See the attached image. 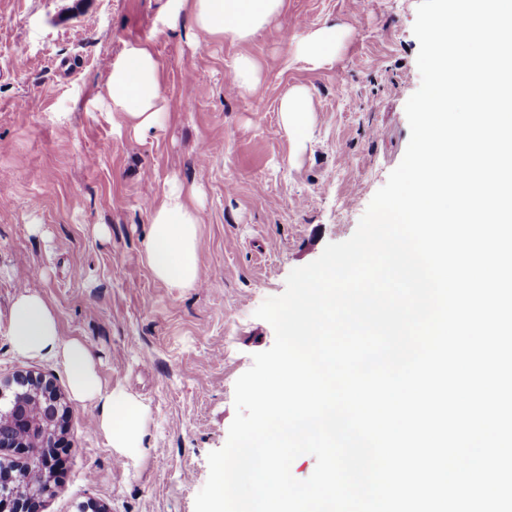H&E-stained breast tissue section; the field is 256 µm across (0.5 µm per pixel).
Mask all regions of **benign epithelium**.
<instances>
[{"instance_id":"1","label":"benign epithelium","mask_w":512,"mask_h":512,"mask_svg":"<svg viewBox=\"0 0 512 512\" xmlns=\"http://www.w3.org/2000/svg\"><path fill=\"white\" fill-rule=\"evenodd\" d=\"M67 412L64 397L41 375L21 372L0 385V451L22 457L15 467L0 469V512H32L39 497L21 484L22 475L32 469L41 471L53 489Z\"/></svg>"}]
</instances>
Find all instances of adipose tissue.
Wrapping results in <instances>:
<instances>
[{
    "instance_id": "1",
    "label": "adipose tissue",
    "mask_w": 512,
    "mask_h": 512,
    "mask_svg": "<svg viewBox=\"0 0 512 512\" xmlns=\"http://www.w3.org/2000/svg\"><path fill=\"white\" fill-rule=\"evenodd\" d=\"M285 0H176V16L189 18L197 39L249 41L278 17ZM340 39L336 26L308 32L300 41V54L312 67L332 61ZM107 92L114 110L128 119L134 135L156 127L163 113L164 87L161 67L145 46H129L111 66ZM281 129L289 139L303 142L311 119L306 89H289L281 100ZM200 211L194 189L171 182L163 200L150 213L145 259L158 280L175 288L200 284L198 253ZM14 353L26 359L61 361L73 398L97 406L95 424L110 447L123 455L140 448L145 410L120 387L104 388L88 346L62 334L57 316L45 296L36 290L16 293L6 312L0 313Z\"/></svg>"
}]
</instances>
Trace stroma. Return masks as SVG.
<instances>
[{"label":"stroma","mask_w":512,"mask_h":512,"mask_svg":"<svg viewBox=\"0 0 512 512\" xmlns=\"http://www.w3.org/2000/svg\"><path fill=\"white\" fill-rule=\"evenodd\" d=\"M418 3L287 0L251 40L200 44L189 20L170 27L173 0H0V310L40 290L104 387L147 409L142 448L121 458L93 405L69 400L67 452L40 512H194L235 383L275 341L256 309L354 234L403 158ZM332 23L343 42L312 67L297 44ZM134 43L159 59L165 91L163 122L141 137L106 91ZM243 54L260 80L229 90ZM293 87L312 107L300 144L279 128ZM174 179L198 189V288L158 281L145 261L150 211ZM26 371L69 391L60 362L16 356L0 329V381Z\"/></svg>","instance_id":"1"}]
</instances>
